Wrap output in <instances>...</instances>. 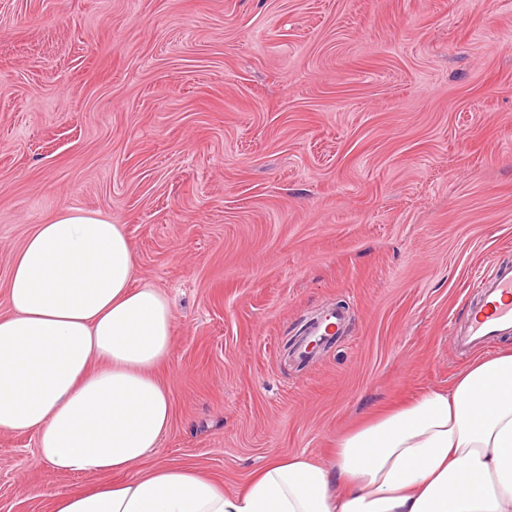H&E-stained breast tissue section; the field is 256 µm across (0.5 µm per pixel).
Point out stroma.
<instances>
[{"label": "stroma", "mask_w": 512, "mask_h": 512, "mask_svg": "<svg viewBox=\"0 0 512 512\" xmlns=\"http://www.w3.org/2000/svg\"><path fill=\"white\" fill-rule=\"evenodd\" d=\"M122 225L169 299L150 463L239 488L467 363L475 273L512 264V0H0V314L62 210ZM345 332L296 364L323 308ZM0 434V512L92 488Z\"/></svg>", "instance_id": "1"}]
</instances>
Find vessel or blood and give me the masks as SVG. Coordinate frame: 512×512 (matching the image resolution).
<instances>
[{"instance_id":"vessel-or-blood-1","label":"vessel or blood","mask_w":512,"mask_h":512,"mask_svg":"<svg viewBox=\"0 0 512 512\" xmlns=\"http://www.w3.org/2000/svg\"><path fill=\"white\" fill-rule=\"evenodd\" d=\"M479 298L472 305L467 318L452 329L454 350L466 354L491 347L497 339L512 336V265L492 263L482 268L475 281ZM343 308L332 307L322 311L306 327L307 340L296 351L297 360L311 357L310 344L329 342L345 325Z\"/></svg>"}]
</instances>
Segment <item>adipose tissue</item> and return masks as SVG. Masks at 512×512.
<instances>
[{
	"label": "adipose tissue",
	"mask_w": 512,
	"mask_h": 512,
	"mask_svg": "<svg viewBox=\"0 0 512 512\" xmlns=\"http://www.w3.org/2000/svg\"><path fill=\"white\" fill-rule=\"evenodd\" d=\"M135 269L122 227L79 209L37 225L13 259L0 433H35L40 462L103 478L53 494V512H512V348L372 414L328 467L275 455L235 493L189 466L144 468L172 419L154 371L173 316Z\"/></svg>",
	"instance_id": "obj_1"
}]
</instances>
